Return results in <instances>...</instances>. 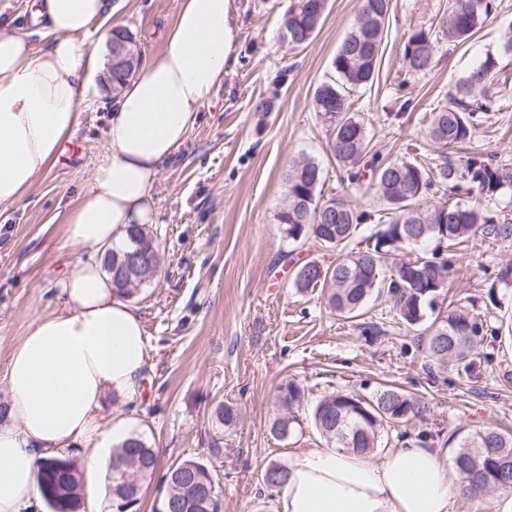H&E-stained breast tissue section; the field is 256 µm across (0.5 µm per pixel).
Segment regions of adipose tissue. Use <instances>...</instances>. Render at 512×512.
<instances>
[{"label":"adipose tissue","mask_w":512,"mask_h":512,"mask_svg":"<svg viewBox=\"0 0 512 512\" xmlns=\"http://www.w3.org/2000/svg\"><path fill=\"white\" fill-rule=\"evenodd\" d=\"M230 0H182L160 53L108 101L105 153L86 196L66 214L67 242L81 257L58 281L62 311L35 318L10 352L9 404L0 417V512H35L37 471L62 450L86 446L88 496L103 478L105 449L125 429L106 416L111 396L138 400L147 358L142 320L103 269L132 224L154 218L159 166L183 144L224 76L234 48ZM46 40L0 35V205L39 182L80 123V107L104 57L81 40L104 24L106 0H35ZM512 512V491L465 502L453 464L418 441L376 459L340 448H303L278 491L277 512Z\"/></svg>","instance_id":"adipose-tissue-1"}]
</instances>
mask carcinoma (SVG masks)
<instances>
[{
    "mask_svg": "<svg viewBox=\"0 0 512 512\" xmlns=\"http://www.w3.org/2000/svg\"><path fill=\"white\" fill-rule=\"evenodd\" d=\"M495 0H448L438 22V32L452 40L472 37L491 15ZM327 0H291L282 24V37L294 48L307 44L321 25ZM389 0H362V6L331 62L332 75L315 91L316 111L330 128V151L338 164L347 168L349 180L360 181L369 168L386 207L359 210L344 199L321 196L323 171L312 158L289 166L285 173L288 189L277 213L288 240L300 246L307 242L325 248H341L363 224L381 228L363 239L364 246L350 251L324 268L310 261L296 273L299 291L317 285L327 289L329 308L347 318H357L371 300L385 299L391 310L409 327L422 323L427 311L447 286L453 269L451 260L439 252L417 256L394 265L395 252L431 240L447 243L453 250L473 236L506 241L512 239V219L479 204L456 199L464 190L493 198L512 174L493 166L483 157L468 155L452 162L443 157L432 168L416 160L384 161L370 154L368 132L351 112L352 93L373 82L382 55ZM112 43L124 46L112 54V92L117 94L138 69L139 55L132 36L118 31ZM434 41L430 30L420 27L407 37L402 54L410 76L433 67ZM494 63L487 60L456 85L448 103L431 111L426 137L440 148L459 150L469 142L482 114L499 110L500 100L490 93ZM138 247L143 262L138 268L139 285L157 281L162 275L160 243L154 232L142 225L105 258L107 270L132 247ZM502 340L499 330L488 332L482 320L464 311L448 316L434 331L422 337L425 357L438 366L456 370L468 381L484 374L480 347ZM304 391L290 382L278 387L277 403L284 407L301 401ZM428 402L394 386L371 396L336 393L320 399L313 409L317 431L338 448L365 455L377 447L381 430L425 418ZM465 493L478 499L496 489H512V434L487 428L462 438L453 457ZM158 455L138 435H131L112 450V497L117 512L131 509L139 500L135 475L154 472ZM288 478V468L269 464L262 481L270 489ZM80 478L68 459H53L38 468V488L50 512H76ZM165 490L164 512H221L222 490L210 468L195 460L172 464L161 477Z\"/></svg>",
    "mask_w": 512,
    "mask_h": 512,
    "instance_id": "1",
    "label": "carcinoma"
}]
</instances>
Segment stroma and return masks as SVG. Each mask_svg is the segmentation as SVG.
I'll use <instances>...</instances> for the list:
<instances>
[{
  "label": "stroma",
  "mask_w": 512,
  "mask_h": 512,
  "mask_svg": "<svg viewBox=\"0 0 512 512\" xmlns=\"http://www.w3.org/2000/svg\"><path fill=\"white\" fill-rule=\"evenodd\" d=\"M497 3L471 38L439 42L431 71L409 80L401 61L404 39L412 28L437 24L447 0H391L374 82L354 107L380 158L409 154L439 162L440 149L425 136L429 114L472 68L490 59L507 81L502 109L484 118L464 150L512 170V51L504 49L512 0ZM180 4L110 0V22L132 33L145 63L160 52ZM288 5L230 0L236 42L224 77L152 188L163 272L129 299L144 324L146 396L106 407L159 453V470L140 477L131 512H163L161 473L186 459L206 464L219 478L222 512H276L277 494L264 487L261 474L270 462L289 463L299 449L324 446L312 410L336 391L370 395L391 384L428 399L426 420L381 430L382 448L422 439L450 453L456 437L482 427L512 431V343L491 349L483 378L467 383L432 364L417 341L432 320L461 310L492 327L512 325V285L497 278L512 265V240L471 237L455 258L450 288L415 330L393 318L386 303H374L352 320L326 306L321 288H294L302 265L326 267L341 252L296 249L283 234L276 215L290 164L306 156L319 161L323 195L368 210L384 202L368 182L350 184L329 151V127L313 102L360 0H328L321 27L298 49L280 37ZM3 33L41 43L27 0H0ZM404 79L410 86L401 99L396 88ZM111 96L105 83L91 92L78 131L67 139L81 154L58 155L20 201L0 206V404L7 400L13 346L34 318L63 308L56 283L78 259L66 241L65 214L86 194L103 157L107 114L101 103ZM259 98L269 101V111H254ZM370 323L380 335H364ZM290 381L304 387L305 398L294 410L297 427L280 439L272 433L283 413L275 395ZM228 408L238 415L229 426Z\"/></svg>",
  "instance_id": "1"
}]
</instances>
